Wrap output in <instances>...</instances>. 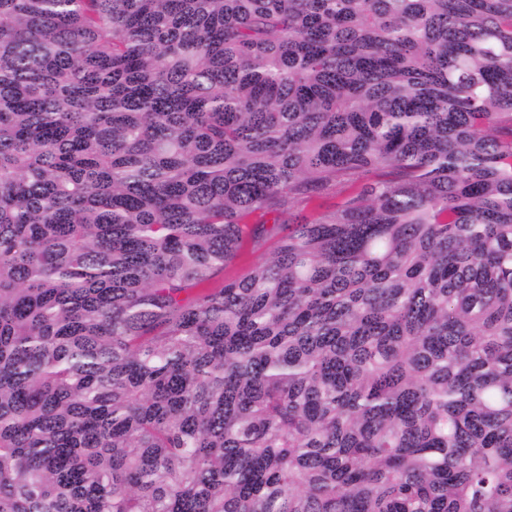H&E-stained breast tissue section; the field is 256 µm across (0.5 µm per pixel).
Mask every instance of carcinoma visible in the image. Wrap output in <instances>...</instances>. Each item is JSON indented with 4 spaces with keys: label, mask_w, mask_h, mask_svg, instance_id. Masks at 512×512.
Segmentation results:
<instances>
[{
    "label": "carcinoma",
    "mask_w": 512,
    "mask_h": 512,
    "mask_svg": "<svg viewBox=\"0 0 512 512\" xmlns=\"http://www.w3.org/2000/svg\"><path fill=\"white\" fill-rule=\"evenodd\" d=\"M0 512H512V0H0ZM350 184H340L332 187L324 194L311 202H299L292 208V212L307 217H316L319 213L333 210L339 206L350 192ZM260 256V252L253 253L251 248L245 247L240 255L224 267L211 281L210 288H220L224 280L241 276Z\"/></svg>",
    "instance_id": "1"
}]
</instances>
